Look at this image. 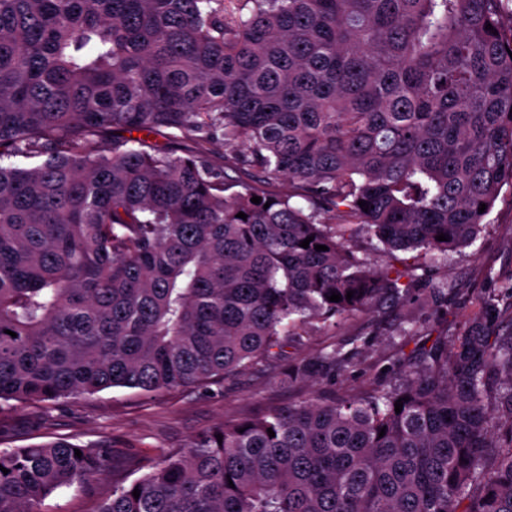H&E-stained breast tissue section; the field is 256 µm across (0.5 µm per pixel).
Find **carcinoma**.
Here are the masks:
<instances>
[{
	"label": "carcinoma",
	"instance_id": "1",
	"mask_svg": "<svg viewBox=\"0 0 512 512\" xmlns=\"http://www.w3.org/2000/svg\"><path fill=\"white\" fill-rule=\"evenodd\" d=\"M511 1L0 0V400L199 386L400 300L348 219L419 256L477 238L512 186ZM135 131L218 136L251 180ZM404 375L214 427L97 512H512V333ZM75 449L0 450V512L104 474Z\"/></svg>",
	"mask_w": 512,
	"mask_h": 512
}]
</instances>
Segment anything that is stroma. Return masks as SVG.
<instances>
[{"mask_svg": "<svg viewBox=\"0 0 512 512\" xmlns=\"http://www.w3.org/2000/svg\"><path fill=\"white\" fill-rule=\"evenodd\" d=\"M152 148L175 155L205 149L223 167L220 141L152 136ZM512 286V189L503 188L487 225L469 246L430 261L415 271V285L395 306L346 319L314 322L289 337L281 354L203 387L143 395L112 388L91 396L44 403L0 404V450L64 439L108 449L111 464L101 478L61 488L43 512H96L115 483L133 480L155 467L169 450L184 447L197 434L241 419L269 406L296 403L308 396L323 400L359 398L376 383L399 379L415 356L436 339L456 338L480 317L488 298ZM415 335L403 336L408 324ZM338 351L336 365L317 364L320 353ZM310 365L307 377L286 372Z\"/></svg>", "mask_w": 512, "mask_h": 512, "instance_id": "stroma-1", "label": "stroma"}]
</instances>
